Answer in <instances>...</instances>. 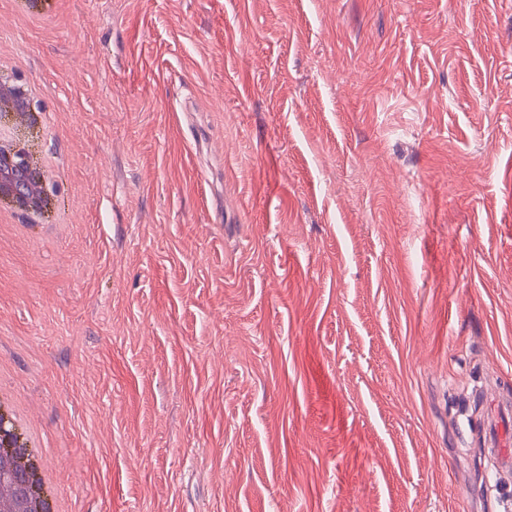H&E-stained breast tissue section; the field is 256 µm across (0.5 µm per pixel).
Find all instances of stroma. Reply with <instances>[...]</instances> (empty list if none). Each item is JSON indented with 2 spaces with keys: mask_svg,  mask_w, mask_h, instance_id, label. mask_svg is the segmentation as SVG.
<instances>
[{
  "mask_svg": "<svg viewBox=\"0 0 512 512\" xmlns=\"http://www.w3.org/2000/svg\"><path fill=\"white\" fill-rule=\"evenodd\" d=\"M24 2L0 385L67 512H512V0ZM13 156L18 167L26 168L29 172V191L27 203L34 208H39L47 197L43 187L38 166L34 163L28 152L15 144ZM512 431V415L510 406L490 402L483 423V431L487 438L486 447H491L499 455L503 466H512V448H509V433Z\"/></svg>",
  "mask_w": 512,
  "mask_h": 512,
  "instance_id": "35a3bbf8",
  "label": "stroma"
}]
</instances>
